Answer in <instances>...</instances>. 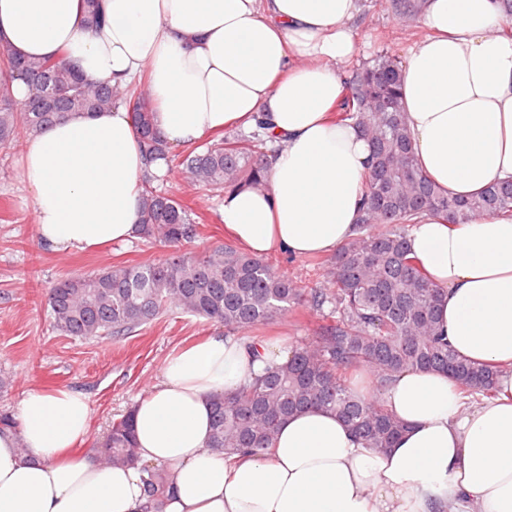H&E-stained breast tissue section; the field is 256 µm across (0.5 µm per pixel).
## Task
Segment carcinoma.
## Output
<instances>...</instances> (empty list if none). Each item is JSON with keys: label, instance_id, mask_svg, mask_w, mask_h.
Returning <instances> with one entry per match:
<instances>
[{"label": "carcinoma", "instance_id": "obj_1", "mask_svg": "<svg viewBox=\"0 0 512 512\" xmlns=\"http://www.w3.org/2000/svg\"><path fill=\"white\" fill-rule=\"evenodd\" d=\"M381 6L411 25L425 0H383ZM86 23L105 20L99 0H85ZM402 64L387 52L348 73L349 95L335 112L354 121L367 138L372 168L365 186L357 236L322 261V280L303 288L277 259L253 256L226 244L205 252L184 246L200 237L190 208L162 191L148 173L142 184L138 238L170 252L148 264H119L59 278L44 294L56 330L77 338L122 339L171 309L224 326V335L243 336L288 316L297 306L322 313L313 336L292 347L252 383L213 397L210 447L233 455H262L281 423L314 407L336 413L366 447L382 451L405 431L385 407L388 383L405 371L443 372L470 395H492L499 370L459 356L439 330L445 290L411 257L410 225L425 214L465 224L480 215H512V181L489 185L476 196L443 194L421 173L407 129L399 88ZM20 78L31 94L14 99ZM125 106L151 159H174L154 121L155 104L146 87L94 81L63 60L22 59L0 50V144L20 146L72 112L93 115ZM267 136L229 133L191 149L178 167L184 179L214 193L259 186L266 177ZM372 374V396L359 395L348 375ZM100 458L114 465L138 461L134 409L112 421L98 443ZM150 508L161 512L167 484L159 472L147 481Z\"/></svg>", "mask_w": 512, "mask_h": 512}]
</instances>
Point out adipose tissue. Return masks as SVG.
I'll list each match as a JSON object with an SVG mask.
<instances>
[{
    "instance_id": "1",
    "label": "adipose tissue",
    "mask_w": 512,
    "mask_h": 512,
    "mask_svg": "<svg viewBox=\"0 0 512 512\" xmlns=\"http://www.w3.org/2000/svg\"><path fill=\"white\" fill-rule=\"evenodd\" d=\"M0 0V48L64 58L86 77L147 83L169 147L264 121L281 148L267 182L225 193L221 221L261 256L330 253L350 240L369 171L367 140L331 112L358 52L359 0ZM502 0H428V38L402 68L401 101L422 173L472 196L512 179V35ZM21 177L35 231L55 248L134 237L147 161L125 107L70 114L26 141ZM411 249L447 292L439 323L455 351L498 366L493 397L466 404L447 375L416 370L384 400L406 429L386 451L356 441L335 413L285 420L260 456L209 446L214 394L280 364L288 346L216 334L169 357L135 404L138 461L93 448L86 395L31 389L0 431V512H144L148 468L169 485L164 512H512V218L448 224L426 215Z\"/></svg>"
}]
</instances>
